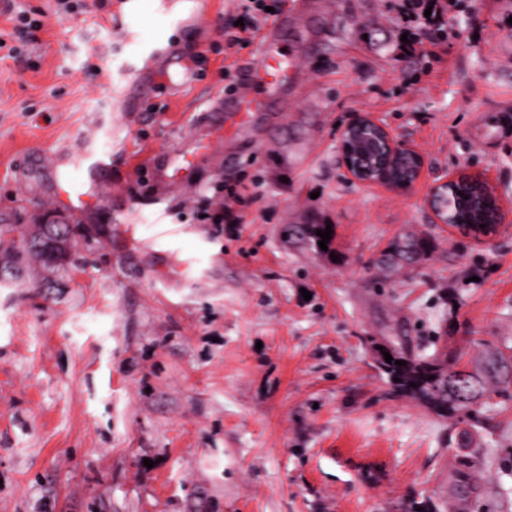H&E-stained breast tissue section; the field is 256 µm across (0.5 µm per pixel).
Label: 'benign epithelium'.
Instances as JSON below:
<instances>
[{
    "label": "benign epithelium",
    "mask_w": 512,
    "mask_h": 512,
    "mask_svg": "<svg viewBox=\"0 0 512 512\" xmlns=\"http://www.w3.org/2000/svg\"><path fill=\"white\" fill-rule=\"evenodd\" d=\"M338 163L345 179L364 186H379L393 192L415 189L426 166L425 155L399 139L374 115L365 113L352 119L337 144ZM476 185L494 207L492 223L504 224L512 216L503 197L486 174L470 170L446 174L427 188L425 202L434 223H448V200L461 180Z\"/></svg>",
    "instance_id": "1"
}]
</instances>
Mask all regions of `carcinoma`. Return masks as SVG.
<instances>
[{
	"instance_id": "cac0c4a2",
	"label": "carcinoma",
	"mask_w": 512,
	"mask_h": 512,
	"mask_svg": "<svg viewBox=\"0 0 512 512\" xmlns=\"http://www.w3.org/2000/svg\"><path fill=\"white\" fill-rule=\"evenodd\" d=\"M76 243L68 225L39 227L22 235L20 245L0 252V270L35 271L64 265ZM431 240L415 232L404 233L392 241L380 269L387 276L417 262L431 252ZM392 362L382 363L383 374L399 394L425 405L441 418L473 419L492 393L503 391L496 386L512 384V351L488 346L484 356L472 368L461 366L462 356L454 353L442 358L419 356L410 346L391 348ZM403 360L404 366L395 361ZM417 387H411V384Z\"/></svg>"
}]
</instances>
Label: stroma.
I'll return each mask as SVG.
<instances>
[{
    "mask_svg": "<svg viewBox=\"0 0 512 512\" xmlns=\"http://www.w3.org/2000/svg\"><path fill=\"white\" fill-rule=\"evenodd\" d=\"M304 2L280 109L245 124L210 109L266 65L258 41L226 48L233 0H87L37 32L36 69L0 62V224L76 243L39 280L0 273V512H512V397L442 420L376 355L512 347V223L465 235L424 202L470 169L512 200V0H457L413 57L399 0ZM156 42L194 82L164 84ZM360 113L425 154L421 186L344 178ZM91 139L112 159L71 212ZM176 150L189 177L159 164ZM231 192L234 222L203 221ZM294 224L334 225L331 250ZM407 231L433 252L383 277Z\"/></svg>",
    "mask_w": 512,
    "mask_h": 512,
    "instance_id": "stroma-1",
    "label": "stroma"
}]
</instances>
